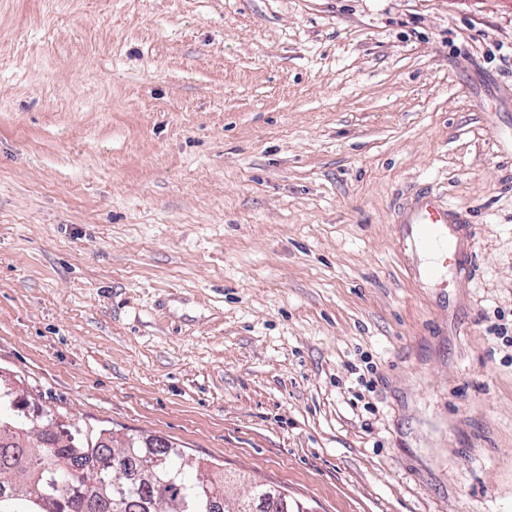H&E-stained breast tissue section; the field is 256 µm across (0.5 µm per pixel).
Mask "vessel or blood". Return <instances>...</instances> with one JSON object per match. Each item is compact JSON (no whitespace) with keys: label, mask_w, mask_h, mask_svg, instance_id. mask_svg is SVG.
<instances>
[{"label":"vessel or blood","mask_w":512,"mask_h":512,"mask_svg":"<svg viewBox=\"0 0 512 512\" xmlns=\"http://www.w3.org/2000/svg\"><path fill=\"white\" fill-rule=\"evenodd\" d=\"M399 224L401 241L421 258L413 266L416 278L437 282L450 273L461 283L470 279L474 259L464 246L472 228L439 195L422 196Z\"/></svg>","instance_id":"obj_1"}]
</instances>
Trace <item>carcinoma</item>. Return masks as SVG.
I'll return each mask as SVG.
<instances>
[{
	"label": "carcinoma",
	"instance_id": "carcinoma-1",
	"mask_svg": "<svg viewBox=\"0 0 512 512\" xmlns=\"http://www.w3.org/2000/svg\"><path fill=\"white\" fill-rule=\"evenodd\" d=\"M113 433L61 421L50 410L20 409L0 395V512H112V494L121 512H209L210 493H224V473L201 459L168 451L166 440L131 437L122 459ZM168 454L165 468L154 456Z\"/></svg>",
	"mask_w": 512,
	"mask_h": 512
}]
</instances>
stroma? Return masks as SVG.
<instances>
[{
	"label": "stroma",
	"mask_w": 512,
	"mask_h": 512,
	"mask_svg": "<svg viewBox=\"0 0 512 512\" xmlns=\"http://www.w3.org/2000/svg\"><path fill=\"white\" fill-rule=\"evenodd\" d=\"M474 227L424 283L398 216ZM512 0H0V374L310 512H512Z\"/></svg>",
	"instance_id": "35a3bbf8"
}]
</instances>
